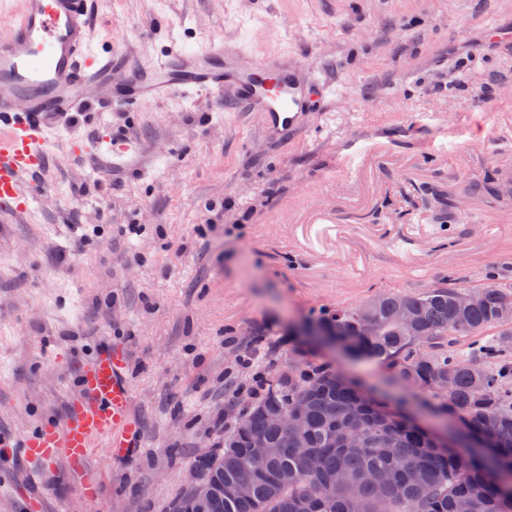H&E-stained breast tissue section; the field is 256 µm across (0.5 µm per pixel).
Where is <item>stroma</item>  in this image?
<instances>
[{
	"label": "stroma",
	"instance_id": "1",
	"mask_svg": "<svg viewBox=\"0 0 512 512\" xmlns=\"http://www.w3.org/2000/svg\"><path fill=\"white\" fill-rule=\"evenodd\" d=\"M93 38L135 65L220 40L245 66L285 48L334 93L305 130L270 138L207 94L122 112L87 88L78 122L48 131L44 193L0 210V436L61 421L110 342L127 350L140 451L94 449L88 498L81 475L39 477L0 447V512H166L237 418L235 390L293 361L419 406L386 365L301 328L512 265V201L481 190L512 178V0H96ZM117 129L144 146L136 177L62 148ZM358 137L375 150L354 174ZM320 207L333 223L310 224Z\"/></svg>",
	"mask_w": 512,
	"mask_h": 512
}]
</instances>
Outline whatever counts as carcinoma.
<instances>
[{
	"label": "carcinoma",
	"instance_id": "1",
	"mask_svg": "<svg viewBox=\"0 0 512 512\" xmlns=\"http://www.w3.org/2000/svg\"><path fill=\"white\" fill-rule=\"evenodd\" d=\"M459 289L386 292L373 309L371 333L362 329L358 306L338 308L317 323L348 351L386 364L399 380L426 391L433 411L460 417L465 432L456 445L436 447L327 367L291 363L288 376L271 381L224 429L219 447L195 459L211 488L204 510L185 492L170 512H457L464 498L472 512H512V491L490 477L512 469V352L498 345V337L512 336V324H500L501 311L512 310V282L490 285L484 304L473 309L457 307ZM403 305L417 313L412 327L395 320ZM275 409L300 416L305 429L285 436ZM489 427L497 447L472 446L471 438ZM255 435L283 448L256 461L248 451ZM311 452L320 457L315 472L305 466ZM245 470L253 474L248 497L225 496L223 486ZM367 471L375 481H361Z\"/></svg>",
	"mask_w": 512,
	"mask_h": 512
}]
</instances>
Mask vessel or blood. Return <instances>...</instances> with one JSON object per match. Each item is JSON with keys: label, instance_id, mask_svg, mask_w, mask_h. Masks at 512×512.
Returning <instances> with one entry per match:
<instances>
[{"label": "vessel or blood", "instance_id": "obj_1", "mask_svg": "<svg viewBox=\"0 0 512 512\" xmlns=\"http://www.w3.org/2000/svg\"><path fill=\"white\" fill-rule=\"evenodd\" d=\"M92 5L93 0L0 2V14L11 19L0 30V206L15 214L28 212L35 200L24 180L46 165L51 118L72 111L86 87H95L120 109L175 93L227 96L254 113L269 136L303 130L314 101L331 91L326 80L302 72L287 53L244 69L237 64L244 49L221 42L167 50L161 61L141 66L135 78L114 83V71L125 69L128 57L93 46ZM100 144L111 152L113 170L138 172L139 143L121 134ZM124 361L123 352L102 345L79 369L78 394L64 421L41 424L23 436L26 458L41 474L60 465L87 468L90 448L101 443L121 450L116 431L127 422L130 402L118 376Z\"/></svg>", "mask_w": 512, "mask_h": 512}]
</instances>
